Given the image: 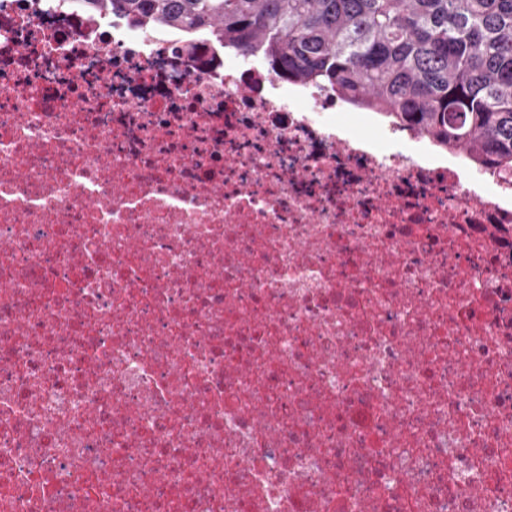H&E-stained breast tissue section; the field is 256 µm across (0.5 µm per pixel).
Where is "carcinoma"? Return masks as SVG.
Instances as JSON below:
<instances>
[{
    "label": "carcinoma",
    "mask_w": 512,
    "mask_h": 512,
    "mask_svg": "<svg viewBox=\"0 0 512 512\" xmlns=\"http://www.w3.org/2000/svg\"><path fill=\"white\" fill-rule=\"evenodd\" d=\"M150 28L206 29L288 81L340 93L512 172V0H85Z\"/></svg>",
    "instance_id": "carcinoma-1"
}]
</instances>
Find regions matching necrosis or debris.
I'll return each instance as SVG.
<instances>
[{
	"instance_id": "4bbe7bcc",
	"label": "necrosis or debris",
	"mask_w": 512,
	"mask_h": 512,
	"mask_svg": "<svg viewBox=\"0 0 512 512\" xmlns=\"http://www.w3.org/2000/svg\"><path fill=\"white\" fill-rule=\"evenodd\" d=\"M345 110L0 0V512H512V174Z\"/></svg>"
}]
</instances>
